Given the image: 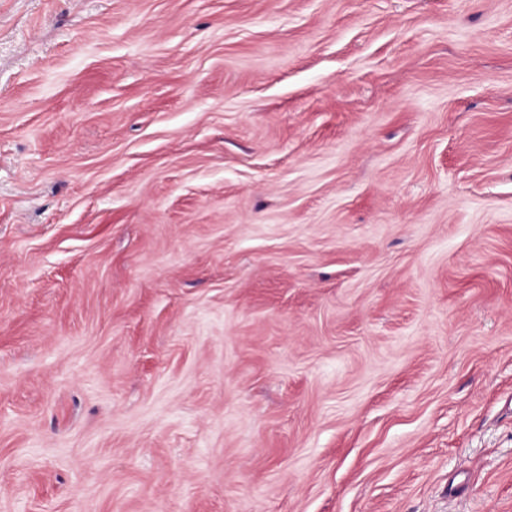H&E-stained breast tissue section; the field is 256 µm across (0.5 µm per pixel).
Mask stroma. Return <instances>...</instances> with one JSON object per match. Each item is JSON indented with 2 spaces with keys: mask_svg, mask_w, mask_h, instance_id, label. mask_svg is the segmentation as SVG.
I'll use <instances>...</instances> for the list:
<instances>
[{
  "mask_svg": "<svg viewBox=\"0 0 512 512\" xmlns=\"http://www.w3.org/2000/svg\"><path fill=\"white\" fill-rule=\"evenodd\" d=\"M0 512H512V0H0Z\"/></svg>",
  "mask_w": 512,
  "mask_h": 512,
  "instance_id": "35a3bbf8",
  "label": "stroma"
}]
</instances>
